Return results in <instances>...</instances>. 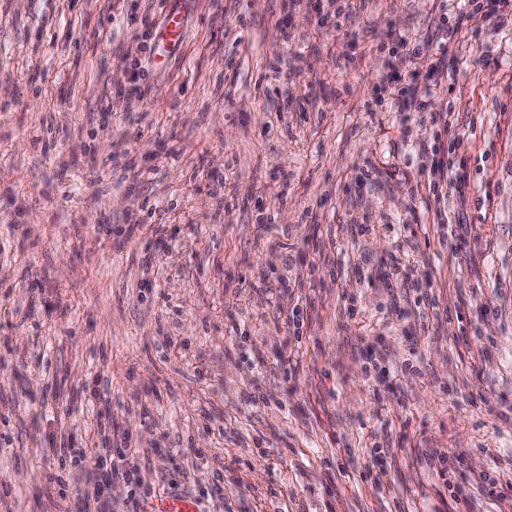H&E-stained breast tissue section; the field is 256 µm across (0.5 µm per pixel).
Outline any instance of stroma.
<instances>
[{
	"label": "stroma",
	"mask_w": 512,
	"mask_h": 512,
	"mask_svg": "<svg viewBox=\"0 0 512 512\" xmlns=\"http://www.w3.org/2000/svg\"><path fill=\"white\" fill-rule=\"evenodd\" d=\"M458 3L0 0V512L64 448L132 450L110 512H512V0Z\"/></svg>",
	"instance_id": "1"
}]
</instances>
